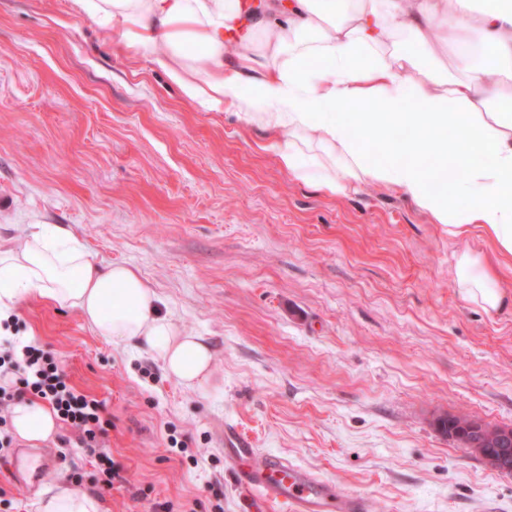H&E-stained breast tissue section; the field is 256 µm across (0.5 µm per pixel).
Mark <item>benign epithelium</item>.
<instances>
[{"mask_svg": "<svg viewBox=\"0 0 512 512\" xmlns=\"http://www.w3.org/2000/svg\"><path fill=\"white\" fill-rule=\"evenodd\" d=\"M448 439L464 442L496 471L512 472V426L489 425L471 418Z\"/></svg>", "mask_w": 512, "mask_h": 512, "instance_id": "7a95c632", "label": "benign epithelium"}]
</instances>
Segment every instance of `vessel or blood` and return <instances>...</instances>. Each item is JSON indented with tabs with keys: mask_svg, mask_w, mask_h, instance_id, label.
Masks as SVG:
<instances>
[{
	"mask_svg": "<svg viewBox=\"0 0 512 512\" xmlns=\"http://www.w3.org/2000/svg\"><path fill=\"white\" fill-rule=\"evenodd\" d=\"M224 460L244 497L263 512H367L362 497L342 494L316 472L259 452L229 424L224 427Z\"/></svg>",
	"mask_w": 512,
	"mask_h": 512,
	"instance_id": "1",
	"label": "vessel or blood"
}]
</instances>
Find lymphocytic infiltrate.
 <instances>
[{"label": "lymphocytic infiltrate", "instance_id": "1", "mask_svg": "<svg viewBox=\"0 0 512 512\" xmlns=\"http://www.w3.org/2000/svg\"><path fill=\"white\" fill-rule=\"evenodd\" d=\"M28 395L48 402L56 416L77 431L80 443L98 460V483L113 488L117 474L105 450L108 421L103 401L71 386L51 352L17 340L0 355V410Z\"/></svg>", "mask_w": 512, "mask_h": 512}]
</instances>
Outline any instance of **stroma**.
<instances>
[{
    "instance_id": "1",
    "label": "stroma",
    "mask_w": 512,
    "mask_h": 512,
    "mask_svg": "<svg viewBox=\"0 0 512 512\" xmlns=\"http://www.w3.org/2000/svg\"><path fill=\"white\" fill-rule=\"evenodd\" d=\"M265 141L235 109L185 99L73 0H0V239L65 227L97 262L136 270L213 352L188 388L76 310L17 303L10 332L104 400L123 480L96 487L94 457L61 423L36 444L55 459L41 487L9 476L26 440L0 450V512H37L41 489L68 488L74 471L102 512H243L228 421L370 512H512V474L435 426L458 412L512 425V308L464 302L454 270L462 247H488L449 238L395 191L319 192Z\"/></svg>"
}]
</instances>
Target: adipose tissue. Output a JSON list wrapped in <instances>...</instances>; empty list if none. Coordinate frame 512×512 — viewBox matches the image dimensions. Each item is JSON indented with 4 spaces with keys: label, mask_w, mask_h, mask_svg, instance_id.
I'll use <instances>...</instances> for the list:
<instances>
[{
    "label": "adipose tissue",
    "mask_w": 512,
    "mask_h": 512,
    "mask_svg": "<svg viewBox=\"0 0 512 512\" xmlns=\"http://www.w3.org/2000/svg\"><path fill=\"white\" fill-rule=\"evenodd\" d=\"M74 2L134 54L156 57L186 99L285 133L271 147L296 178L333 194L366 183L400 191L449 237L479 229L512 260V0ZM396 129L412 135L393 139ZM455 270L465 302L512 307L482 255L460 251ZM30 295L146 349L183 386L210 372L211 349L160 314L133 269L98 265L62 227L0 244V315ZM10 419L29 441L56 428L27 399Z\"/></svg>",
    "instance_id": "ef3b65f1"
}]
</instances>
